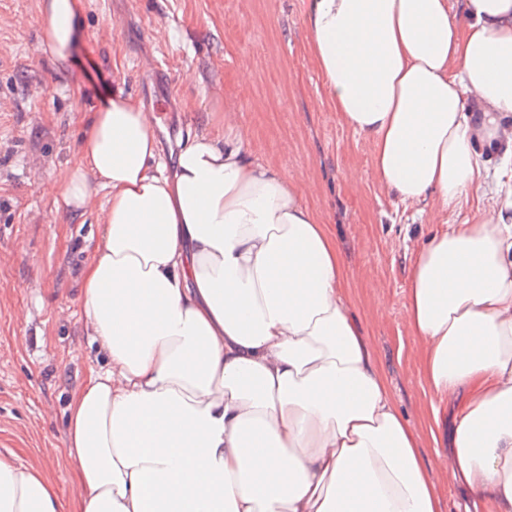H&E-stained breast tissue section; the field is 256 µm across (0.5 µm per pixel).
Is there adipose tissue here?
<instances>
[{
  "label": "adipose tissue",
  "instance_id": "ef3b65f1",
  "mask_svg": "<svg viewBox=\"0 0 512 512\" xmlns=\"http://www.w3.org/2000/svg\"><path fill=\"white\" fill-rule=\"evenodd\" d=\"M37 8L39 48L67 68L84 0ZM303 24L380 190L463 217L416 242L406 324L433 420L462 403L450 475L474 512H512V0H303ZM84 118L43 187L97 213L80 301L105 364L72 393L64 442L79 495L0 452V512H442L298 177L229 107L170 166L159 118L124 91Z\"/></svg>",
  "mask_w": 512,
  "mask_h": 512
}]
</instances>
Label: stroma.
I'll return each instance as SVG.
<instances>
[{
    "mask_svg": "<svg viewBox=\"0 0 512 512\" xmlns=\"http://www.w3.org/2000/svg\"><path fill=\"white\" fill-rule=\"evenodd\" d=\"M84 45L70 75L39 50L37 0H0V452L39 467L77 496L63 445L66 408L100 357L81 322L79 275L97 214L71 219L41 189L73 161L81 92L112 97V79L161 118L173 160L188 129L233 104L259 158L312 184L309 207L339 241L346 292L396 408L443 500L466 486L435 467L420 341L405 323L410 252L423 219L386 197L369 149L329 110L307 50L302 0H84ZM248 66L249 80L239 69ZM194 69L198 83L185 82ZM57 449L48 458L44 449Z\"/></svg>",
    "mask_w": 512,
    "mask_h": 512,
    "instance_id": "35a3bbf8",
    "label": "stroma"
}]
</instances>
